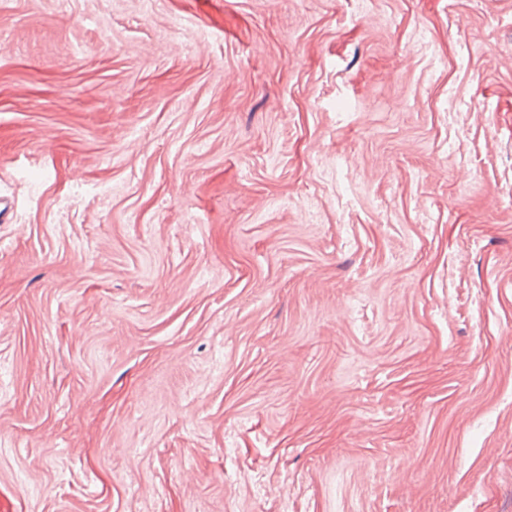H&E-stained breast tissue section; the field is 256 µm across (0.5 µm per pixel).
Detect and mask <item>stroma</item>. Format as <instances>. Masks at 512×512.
Masks as SVG:
<instances>
[{"mask_svg":"<svg viewBox=\"0 0 512 512\" xmlns=\"http://www.w3.org/2000/svg\"><path fill=\"white\" fill-rule=\"evenodd\" d=\"M0 512H512V0H0Z\"/></svg>","mask_w":512,"mask_h":512,"instance_id":"35a3bbf8","label":"stroma"}]
</instances>
